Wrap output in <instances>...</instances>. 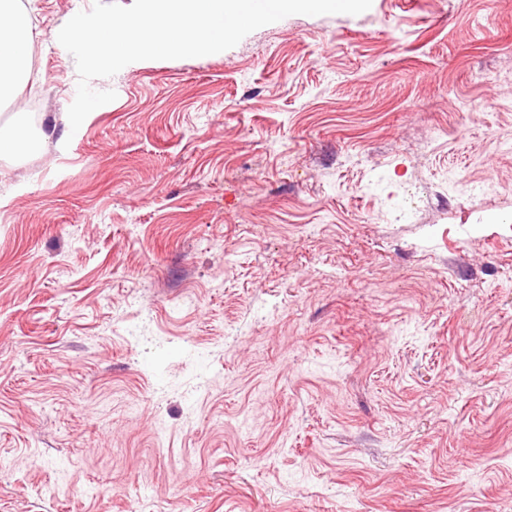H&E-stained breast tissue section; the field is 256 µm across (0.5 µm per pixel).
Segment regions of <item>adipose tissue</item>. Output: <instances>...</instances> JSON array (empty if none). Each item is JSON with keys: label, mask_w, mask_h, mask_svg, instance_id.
Wrapping results in <instances>:
<instances>
[{"label": "adipose tissue", "mask_w": 512, "mask_h": 512, "mask_svg": "<svg viewBox=\"0 0 512 512\" xmlns=\"http://www.w3.org/2000/svg\"><path fill=\"white\" fill-rule=\"evenodd\" d=\"M33 31L19 0H0V103L14 102L31 80ZM24 113H15L11 124L0 125V158L30 154L43 149L45 131L25 135Z\"/></svg>", "instance_id": "1"}]
</instances>
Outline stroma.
<instances>
[{
	"instance_id": "35a3bbf8",
	"label": "stroma",
	"mask_w": 512,
	"mask_h": 512,
	"mask_svg": "<svg viewBox=\"0 0 512 512\" xmlns=\"http://www.w3.org/2000/svg\"><path fill=\"white\" fill-rule=\"evenodd\" d=\"M23 0L0 107V512H512V0L146 60L78 131ZM19 0L0 1V103H12L31 80L33 31ZM26 129L24 112H17L9 125H0V158L17 154H30L43 149L48 134L44 130L28 137L22 135Z\"/></svg>"
}]
</instances>
